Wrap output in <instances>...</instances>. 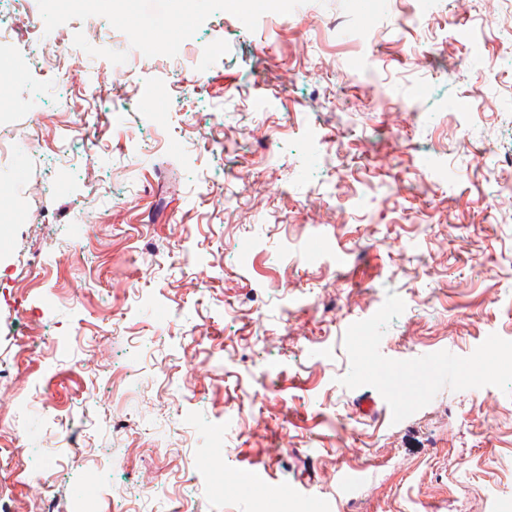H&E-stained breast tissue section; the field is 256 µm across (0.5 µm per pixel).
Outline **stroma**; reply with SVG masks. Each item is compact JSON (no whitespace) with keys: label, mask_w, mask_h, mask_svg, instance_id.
<instances>
[{"label":"stroma","mask_w":512,"mask_h":512,"mask_svg":"<svg viewBox=\"0 0 512 512\" xmlns=\"http://www.w3.org/2000/svg\"><path fill=\"white\" fill-rule=\"evenodd\" d=\"M0 25L1 504L512 512V0Z\"/></svg>","instance_id":"35a3bbf8"}]
</instances>
